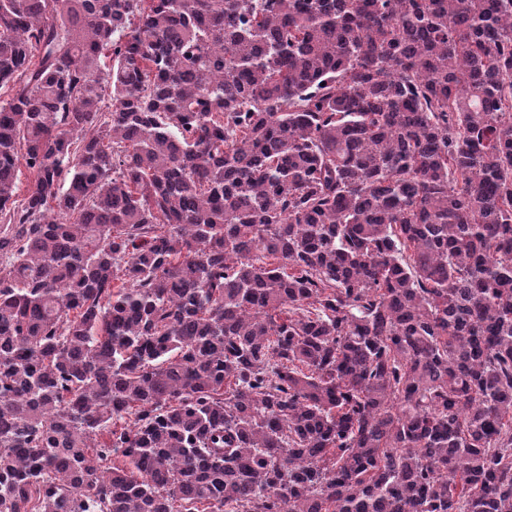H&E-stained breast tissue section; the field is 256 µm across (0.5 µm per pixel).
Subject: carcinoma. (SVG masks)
<instances>
[{
    "label": "carcinoma",
    "mask_w": 512,
    "mask_h": 512,
    "mask_svg": "<svg viewBox=\"0 0 512 512\" xmlns=\"http://www.w3.org/2000/svg\"><path fill=\"white\" fill-rule=\"evenodd\" d=\"M3 88L0 512H512V0H0Z\"/></svg>",
    "instance_id": "cac0c4a2"
}]
</instances>
